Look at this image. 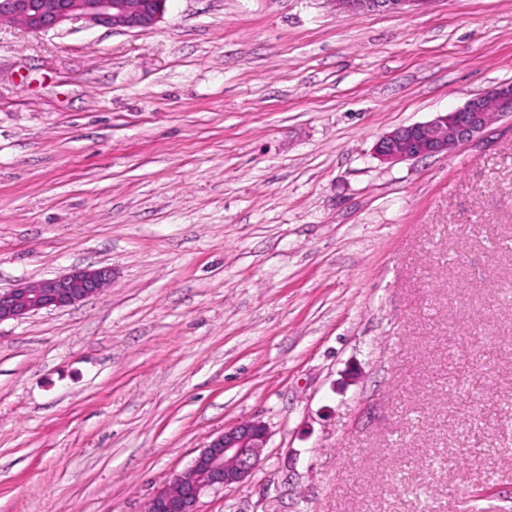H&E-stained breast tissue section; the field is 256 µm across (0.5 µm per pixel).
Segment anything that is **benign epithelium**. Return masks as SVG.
I'll return each mask as SVG.
<instances>
[{
    "mask_svg": "<svg viewBox=\"0 0 512 512\" xmlns=\"http://www.w3.org/2000/svg\"><path fill=\"white\" fill-rule=\"evenodd\" d=\"M436 0H336L350 16L367 12L406 13L428 8ZM166 0H0V22H17L31 33L52 30L65 21L84 19L110 30H139L163 18ZM512 118V83H503L463 106L440 112L425 123L402 125L383 134L375 154L397 163L446 154L479 135L494 119ZM111 272L74 268L36 283L0 289V323L41 310L76 305L103 291ZM270 438L269 426L248 419L224 428L147 501L146 512H198L201 496L248 482L258 470Z\"/></svg>",
    "mask_w": 512,
    "mask_h": 512,
    "instance_id": "benign-epithelium-1",
    "label": "benign epithelium"
}]
</instances>
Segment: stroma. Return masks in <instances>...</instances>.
Returning <instances> with one entry per match:
<instances>
[{"mask_svg":"<svg viewBox=\"0 0 512 512\" xmlns=\"http://www.w3.org/2000/svg\"><path fill=\"white\" fill-rule=\"evenodd\" d=\"M503 81L512 0L0 24V289L112 271L0 323V512H143L252 418L199 512H512V120L374 153ZM270 438L269 426L248 419L225 427L147 501L146 512H199L207 491L248 482L258 470Z\"/></svg>","mask_w":512,"mask_h":512,"instance_id":"obj_1","label":"stroma"}]
</instances>
